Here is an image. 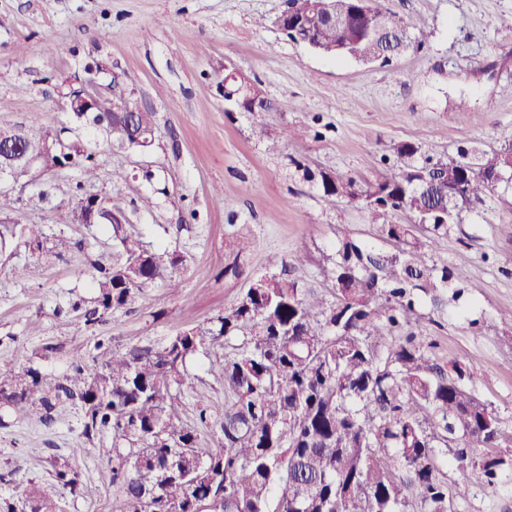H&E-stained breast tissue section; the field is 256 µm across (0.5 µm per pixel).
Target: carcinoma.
I'll list each match as a JSON object with an SVG mask.
<instances>
[{
    "label": "carcinoma",
    "instance_id": "obj_1",
    "mask_svg": "<svg viewBox=\"0 0 512 512\" xmlns=\"http://www.w3.org/2000/svg\"><path fill=\"white\" fill-rule=\"evenodd\" d=\"M286 4L306 20L315 45L345 42V56L359 51L387 61L385 41L367 40L359 28L339 32L316 10L317 0ZM381 22L402 34L406 47L426 38L422 31L412 35L394 13ZM113 100L100 95L98 111L84 121L111 129ZM7 130L18 143L61 136L36 117ZM63 140L59 164L78 169L86 183L96 179L89 139L72 132ZM392 151L398 172L364 190L321 176L325 197L361 198L373 238H340L336 259L321 266L333 287L330 304L289 278L288 258L272 255L266 273L212 326L184 329L158 346L108 351L93 371L86 352L74 348L63 378L33 366L3 370L0 407L16 418L37 411L48 425L59 405L80 404L85 439L112 437L120 512H448V497L495 487L500 474L512 471V454L476 449L500 447L499 417L467 390L470 367L431 360L416 326L424 303L439 311L461 293H448L453 273L437 267L429 252L492 180L512 172V148L476 162L462 155L432 164L418 160L420 147L412 142ZM450 184L461 187V200L448 198ZM78 202L75 195L59 199V223L75 222ZM399 213L411 223L385 222ZM110 227L120 259L96 267L88 323L131 304L157 279L179 288L170 272L181 263L178 256L149 251L118 222ZM392 241L397 252L388 255L381 244ZM218 340L224 341V404L215 407L196 394L199 421L219 428L218 448L211 449L199 446L197 430L181 421L173 401L188 385L187 361ZM448 466L463 476L451 494ZM52 479L80 493L68 461L55 462ZM27 507L58 509L40 486L28 491Z\"/></svg>",
    "mask_w": 512,
    "mask_h": 512
}]
</instances>
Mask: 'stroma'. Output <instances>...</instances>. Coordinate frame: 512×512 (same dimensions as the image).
<instances>
[{"mask_svg": "<svg viewBox=\"0 0 512 512\" xmlns=\"http://www.w3.org/2000/svg\"><path fill=\"white\" fill-rule=\"evenodd\" d=\"M411 33L426 32L390 63H362L320 55L291 41L278 24L285 0H0V126L38 117L48 127L79 129L92 143L100 133L60 112L55 86L104 59L112 75L156 112L154 146L137 151L113 145L100 156L99 176L87 185L106 195L121 187L126 227L146 247L173 252L182 263L171 292L158 280L130 308L95 325L84 311L95 296L93 262L111 263L117 247L102 224H60L51 206L29 210L27 196L74 192L81 175L66 168L31 170L11 195V218L42 225L46 238L62 234L71 250L46 260L15 237L0 252V361L14 370L34 365L62 376L65 356L40 360L43 346L62 344L94 353L98 341L114 348L162 342L176 332L205 328L266 270L268 256L305 254L291 276L323 298L332 290L320 267L339 238L369 239L359 203L327 202L304 169L351 179L358 186L396 170L391 152L401 141L437 159L512 146V0H378ZM54 53H47V46ZM238 71L273 106L248 112L225 101V70ZM467 114H459L460 102ZM268 138H257V124ZM153 201L139 207L140 198ZM251 250L236 253L239 237ZM467 291V315L448 307L436 320L420 319L421 335L435 340L433 358L474 366L468 387L495 408L512 434V189L496 188L432 253ZM238 262L239 277L225 275ZM221 344L188 360L191 388L176 399L178 414L195 427L202 447L218 445L219 429L197 418L196 393L223 404ZM80 405H62L52 424L37 417L0 427V501L26 512L29 486H51L54 460H68L79 495L53 489L59 512H119L112 492V440L87 441ZM456 512H512V472L495 491L473 490Z\"/></svg>", "mask_w": 512, "mask_h": 512, "instance_id": "35a3bbf8", "label": "stroma"}]
</instances>
